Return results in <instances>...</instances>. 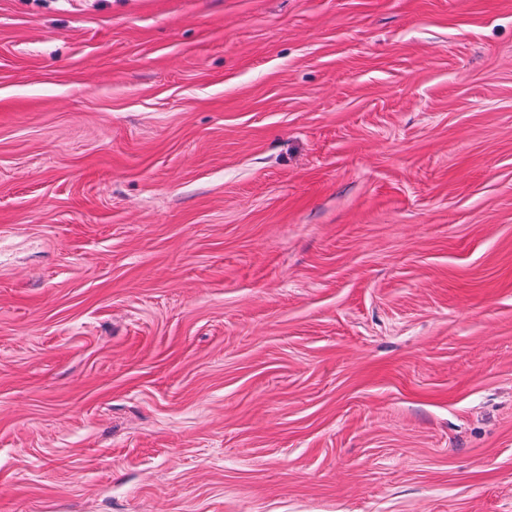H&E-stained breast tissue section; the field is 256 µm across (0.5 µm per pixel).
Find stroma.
Segmentation results:
<instances>
[{
  "label": "stroma",
  "mask_w": 512,
  "mask_h": 512,
  "mask_svg": "<svg viewBox=\"0 0 512 512\" xmlns=\"http://www.w3.org/2000/svg\"><path fill=\"white\" fill-rule=\"evenodd\" d=\"M0 512H512V0H0Z\"/></svg>",
  "instance_id": "35a3bbf8"
}]
</instances>
